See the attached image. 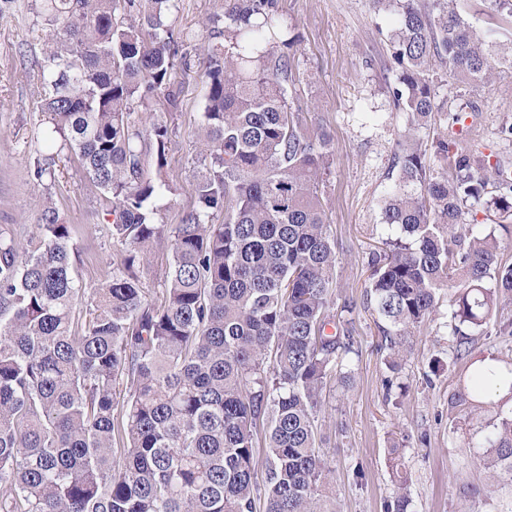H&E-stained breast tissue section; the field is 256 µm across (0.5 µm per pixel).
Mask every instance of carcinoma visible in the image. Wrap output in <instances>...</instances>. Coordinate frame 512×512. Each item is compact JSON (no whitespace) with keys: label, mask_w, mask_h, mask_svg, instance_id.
<instances>
[{"label":"carcinoma","mask_w":512,"mask_h":512,"mask_svg":"<svg viewBox=\"0 0 512 512\" xmlns=\"http://www.w3.org/2000/svg\"><path fill=\"white\" fill-rule=\"evenodd\" d=\"M396 23L395 105L407 112L396 189L382 220L402 236L374 255L370 300L383 320L387 368L405 338L451 292L456 357L512 299V263L468 214L512 221V160L484 159L445 137L427 173L415 136L435 123L430 71L464 87L512 68L510 38L475 28L461 0H373ZM173 0H40L47 43L35 65L50 88L41 112L49 141L74 156L111 204L121 259L88 290L79 284L71 225L52 206L22 230L0 229V512H325L330 469L317 443L322 392L355 353L356 303L334 310L338 258L320 183L333 156L323 125L286 100L290 46L276 0H224V42L207 47L198 137L210 166L197 207L172 229L154 222L167 126L146 133L132 114L172 82L178 44ZM155 157V175L145 172ZM224 211V223H209ZM170 242L157 293L142 287L144 248ZM512 384V359L477 364L459 419L473 427L486 478L512 481V407L485 432L480 387ZM126 383L118 405L116 387ZM122 407V419L114 411ZM268 454L257 481L258 424ZM121 443L122 447L114 448ZM387 512H409L408 477Z\"/></svg>","instance_id":"obj_1"}]
</instances>
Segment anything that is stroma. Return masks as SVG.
Masks as SVG:
<instances>
[{
    "label": "stroma",
    "mask_w": 512,
    "mask_h": 512,
    "mask_svg": "<svg viewBox=\"0 0 512 512\" xmlns=\"http://www.w3.org/2000/svg\"><path fill=\"white\" fill-rule=\"evenodd\" d=\"M278 6L282 27L294 40L287 50L293 72L288 104L316 113L333 136L334 161L321 190L339 254L335 299L357 303L352 379L345 389L328 381L317 423L331 470L327 508L386 512L398 492L392 474L397 459L409 477L412 512H512V482L489 487L484 500L472 492L484 473L463 445L466 425L452 421L455 382L469 369L467 361L453 358L448 296H441L435 320L409 336L398 387L385 386L386 351L367 292L372 254L393 234L382 221L381 202L398 181L397 143L408 125L392 96L398 78L390 52L395 16L376 9L373 0H278ZM223 13L224 0H174V37L192 36L175 58L179 106L139 115L143 128L160 120L169 131L165 171L172 189L152 202L159 224H178L192 209L208 165L197 138L207 92L202 50L214 41L206 19ZM44 40L34 0H0V227L35 223L43 206L56 208L72 225L81 251L76 275L91 288L111 272L120 251L112 243V218L76 163L62 156L50 176H34L38 160L50 153L34 65ZM434 76L437 101L447 112L422 138L432 141L439 130L483 155L512 159V142L499 134L512 123V70L477 89L456 86L442 68ZM452 110L464 112V120L452 123ZM437 356L451 363L438 376L429 370Z\"/></svg>",
    "instance_id": "1"
}]
</instances>
